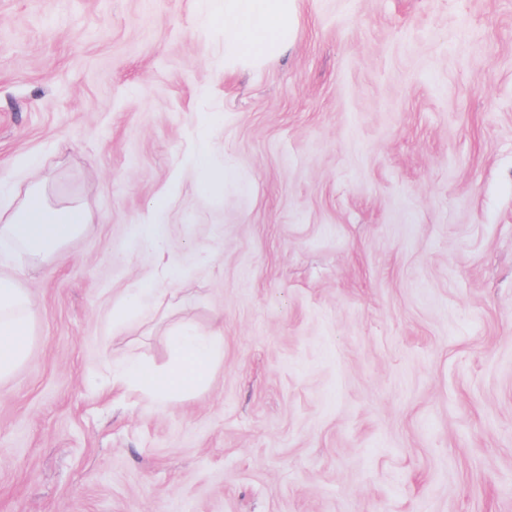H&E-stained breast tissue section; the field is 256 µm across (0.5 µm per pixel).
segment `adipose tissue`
I'll return each mask as SVG.
<instances>
[{
	"label": "adipose tissue",
	"instance_id": "ef3b65f1",
	"mask_svg": "<svg viewBox=\"0 0 512 512\" xmlns=\"http://www.w3.org/2000/svg\"><path fill=\"white\" fill-rule=\"evenodd\" d=\"M208 16L224 28V55L260 60L284 50L298 13V0H208ZM88 221L81 204H49L41 179H33L16 209L0 208V248L37 267L80 236ZM40 312L26 288L0 275V382L24 364L36 334ZM171 360L164 368L130 362L121 382L139 386L151 399L165 402L203 389L213 366L224 357V332L199 333L189 325L169 339Z\"/></svg>",
	"mask_w": 512,
	"mask_h": 512
}]
</instances>
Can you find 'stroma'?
<instances>
[{"label": "stroma", "mask_w": 512, "mask_h": 512, "mask_svg": "<svg viewBox=\"0 0 512 512\" xmlns=\"http://www.w3.org/2000/svg\"><path fill=\"white\" fill-rule=\"evenodd\" d=\"M33 161L90 220L0 264V512H512V0H300L260 65L202 0H0L12 196ZM182 323L206 390L114 383ZM39 315L27 289L16 278L0 275V382L27 361Z\"/></svg>", "instance_id": "35a3bbf8"}]
</instances>
